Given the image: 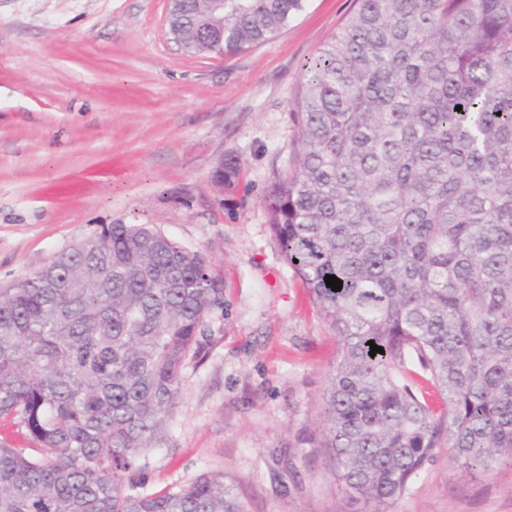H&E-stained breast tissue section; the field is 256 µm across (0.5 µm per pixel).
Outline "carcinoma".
I'll return each instance as SVG.
<instances>
[{"instance_id": "1", "label": "carcinoma", "mask_w": 512, "mask_h": 512, "mask_svg": "<svg viewBox=\"0 0 512 512\" xmlns=\"http://www.w3.org/2000/svg\"><path fill=\"white\" fill-rule=\"evenodd\" d=\"M305 3L177 0L168 29L237 54ZM296 106L294 168L262 203L339 346L312 446L364 512L438 448L470 475L512 465V0H357ZM223 298L203 252L148 224H102L1 288L0 424L35 454L0 441V512H246L221 470L136 492Z\"/></svg>"}]
</instances>
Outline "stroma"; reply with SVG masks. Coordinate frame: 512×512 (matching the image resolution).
Returning a JSON list of instances; mask_svg holds the SVG:
<instances>
[{"mask_svg": "<svg viewBox=\"0 0 512 512\" xmlns=\"http://www.w3.org/2000/svg\"><path fill=\"white\" fill-rule=\"evenodd\" d=\"M352 7L307 0L271 41L198 56L168 0H0V288L115 222L157 226L224 279L141 492L221 470L247 512L351 510L307 442L337 343L262 197L298 150L306 65ZM388 512H512V466L471 478L439 450Z\"/></svg>", "mask_w": 512, "mask_h": 512, "instance_id": "35a3bbf8", "label": "stroma"}]
</instances>
